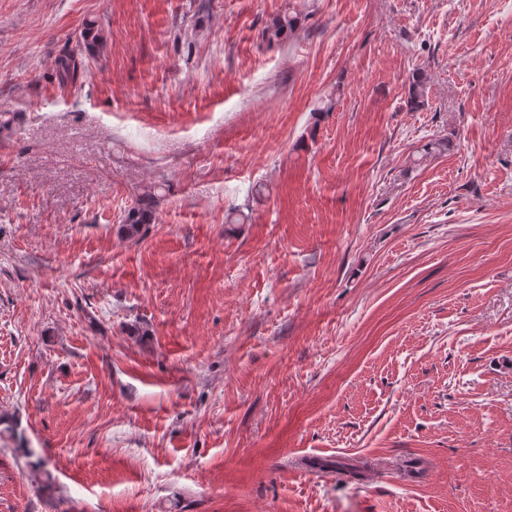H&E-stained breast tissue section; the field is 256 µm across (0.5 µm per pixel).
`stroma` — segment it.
<instances>
[{
	"mask_svg": "<svg viewBox=\"0 0 512 512\" xmlns=\"http://www.w3.org/2000/svg\"><path fill=\"white\" fill-rule=\"evenodd\" d=\"M1 112L0 512H512V0H0ZM77 51H70L58 59V71L63 83L75 81L85 73V59L95 58L106 45V37L101 24L95 20L86 22L80 34ZM88 56V57H87ZM157 197L155 187L147 188L125 212L123 227L129 235L138 234L143 224L153 222V205Z\"/></svg>",
	"mask_w": 512,
	"mask_h": 512,
	"instance_id": "stroma-1",
	"label": "stroma"
}]
</instances>
